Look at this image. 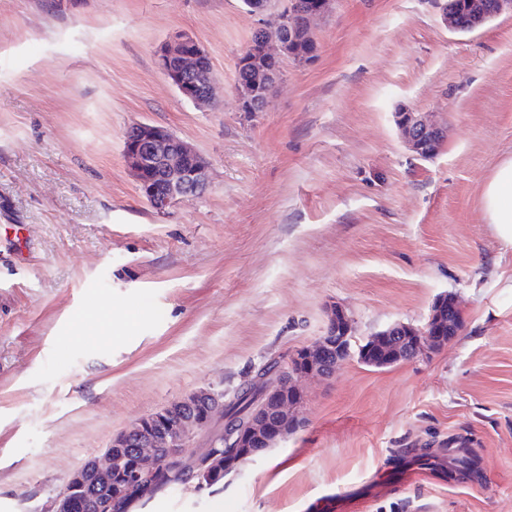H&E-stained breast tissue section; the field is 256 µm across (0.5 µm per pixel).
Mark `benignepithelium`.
I'll return each mask as SVG.
<instances>
[{
	"label": "benign epithelium",
	"mask_w": 512,
	"mask_h": 512,
	"mask_svg": "<svg viewBox=\"0 0 512 512\" xmlns=\"http://www.w3.org/2000/svg\"><path fill=\"white\" fill-rule=\"evenodd\" d=\"M329 0H312L298 11L288 10V18L269 19V0H249L250 14L259 18L253 38L238 58L247 80L237 82L241 111L262 112L271 92L281 79L276 64L289 57L298 63L308 61L301 44L312 39L311 22L324 14ZM444 20L455 31L474 30L487 20L512 13V0H472L470 14L463 17L436 0ZM208 56L196 39L181 33L165 41L157 51V65L171 86L185 99L198 105L214 102L213 74ZM409 149L417 156H430L441 150L440 127L423 112L405 111L397 116ZM124 154L131 161L140 191L157 213H165L177 202L202 194L209 182V164L188 142L168 129L149 123L133 125L126 133ZM459 301L442 297L421 327L394 323L368 340L363 356L379 364L423 359L448 340V334L462 325ZM352 335V320L337 308L331 312L326 333L314 345L297 352L284 366L277 362L267 374L264 400L250 420L233 430L211 434L209 447L257 448L272 439L288 435L296 426L299 408L298 383L309 377H329L351 355L345 340ZM185 413L176 422L166 420L161 410L142 418L122 433L130 440L131 454L121 470L119 483L111 495L95 501V512H116L119 499L133 491H144L161 468L160 449L166 461H181L180 448L198 431L208 427L224 409V394L199 391L180 400Z\"/></svg>",
	"instance_id": "obj_1"
}]
</instances>
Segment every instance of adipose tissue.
Segmentation results:
<instances>
[{"instance_id": "obj_1", "label": "adipose tissue", "mask_w": 512, "mask_h": 512, "mask_svg": "<svg viewBox=\"0 0 512 512\" xmlns=\"http://www.w3.org/2000/svg\"><path fill=\"white\" fill-rule=\"evenodd\" d=\"M481 208L485 223L503 251L512 253V152L501 159L484 182Z\"/></svg>"}]
</instances>
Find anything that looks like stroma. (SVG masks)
Wrapping results in <instances>:
<instances>
[{
  "label": "stroma",
  "mask_w": 512,
  "mask_h": 512,
  "mask_svg": "<svg viewBox=\"0 0 512 512\" xmlns=\"http://www.w3.org/2000/svg\"><path fill=\"white\" fill-rule=\"evenodd\" d=\"M256 27L241 0H0V512H48L118 434L288 363L333 306L359 345L444 294L464 326L429 358L349 357L223 486L128 512H512V254L480 208L512 151V14L458 33L432 0H332L315 58L244 112ZM184 32L214 108L156 65ZM403 110L441 125L435 158ZM138 123L203 155L204 194L148 206L123 153ZM456 435L477 478H448ZM397 124L415 156H430L441 150L443 136L440 127L425 113L399 112Z\"/></svg>",
  "instance_id": "stroma-1"
}]
</instances>
